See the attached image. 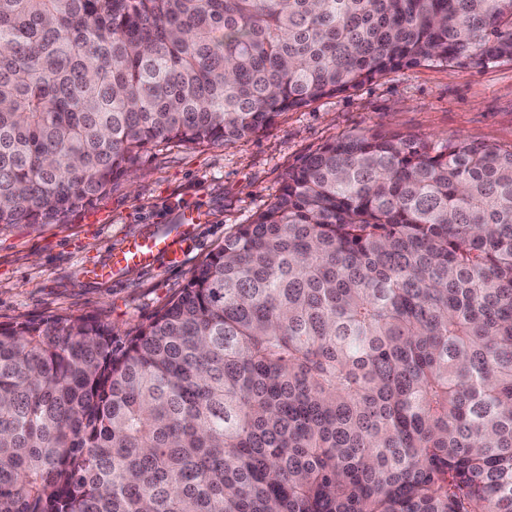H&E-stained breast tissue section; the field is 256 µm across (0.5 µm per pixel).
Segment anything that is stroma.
Returning a JSON list of instances; mask_svg holds the SVG:
<instances>
[{"mask_svg":"<svg viewBox=\"0 0 512 512\" xmlns=\"http://www.w3.org/2000/svg\"><path fill=\"white\" fill-rule=\"evenodd\" d=\"M415 134L512 147V60L487 65L425 62L377 76L277 117L268 129L236 142L170 143L144 152L107 192L65 217L40 224H0V323L89 318L135 335L187 285L225 236L267 209L289 170L344 135ZM202 220L180 262L157 260L107 281L83 277L109 263L131 235Z\"/></svg>","mask_w":512,"mask_h":512,"instance_id":"35a3bbf8","label":"stroma"}]
</instances>
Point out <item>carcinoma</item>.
<instances>
[{"instance_id":"carcinoma-1","label":"carcinoma","mask_w":512,"mask_h":512,"mask_svg":"<svg viewBox=\"0 0 512 512\" xmlns=\"http://www.w3.org/2000/svg\"><path fill=\"white\" fill-rule=\"evenodd\" d=\"M512 0H0V224L236 141ZM0 323V512H512V149L342 137L124 341Z\"/></svg>"}]
</instances>
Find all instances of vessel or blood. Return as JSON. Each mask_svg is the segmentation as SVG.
<instances>
[{
    "label": "vessel or blood",
    "mask_w": 512,
    "mask_h": 512,
    "mask_svg": "<svg viewBox=\"0 0 512 512\" xmlns=\"http://www.w3.org/2000/svg\"><path fill=\"white\" fill-rule=\"evenodd\" d=\"M198 222L195 211H185L180 223L170 225L153 234H140L128 237L124 243L112 253L110 264L86 269L88 278L95 280L111 279L114 272L130 267H147L158 257L180 260L182 242L186 239L194 224Z\"/></svg>",
    "instance_id": "b4317fda"
}]
</instances>
